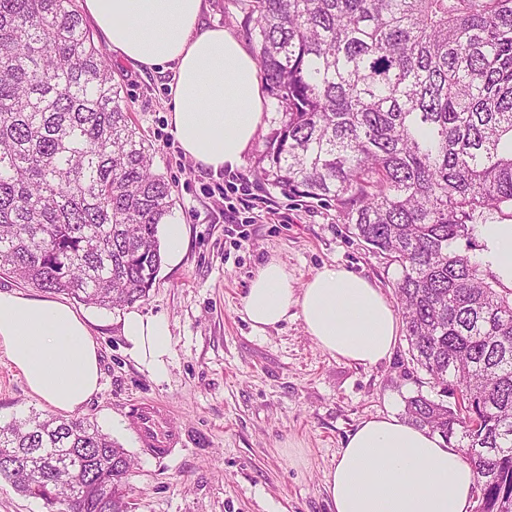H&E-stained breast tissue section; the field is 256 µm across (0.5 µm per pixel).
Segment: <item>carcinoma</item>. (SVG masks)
I'll return each mask as SVG.
<instances>
[{
  "label": "carcinoma",
  "mask_w": 512,
  "mask_h": 512,
  "mask_svg": "<svg viewBox=\"0 0 512 512\" xmlns=\"http://www.w3.org/2000/svg\"><path fill=\"white\" fill-rule=\"evenodd\" d=\"M241 4L284 115L256 168L397 265L409 352L440 396L405 416L470 464L473 512H512V289L459 248L485 212L512 219V0ZM174 205L75 0H0V275L133 305ZM132 466L91 421L0 425V478L47 505L128 512Z\"/></svg>",
  "instance_id": "obj_1"
}]
</instances>
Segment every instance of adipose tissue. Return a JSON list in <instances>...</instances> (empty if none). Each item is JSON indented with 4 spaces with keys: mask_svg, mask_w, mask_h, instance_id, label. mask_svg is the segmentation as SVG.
<instances>
[{
    "mask_svg": "<svg viewBox=\"0 0 512 512\" xmlns=\"http://www.w3.org/2000/svg\"><path fill=\"white\" fill-rule=\"evenodd\" d=\"M83 8L117 57L172 72L170 124L183 154L209 171L240 167L264 123L266 94L240 38L202 25L205 0H84ZM484 236L497 275L512 286V221L485 225ZM243 306L258 333L296 313L316 346L348 362L378 363L398 338V317L378 288L334 265L298 288L286 264L270 260ZM90 324L59 300L0 291V346L30 392L57 411L80 409L100 389ZM122 335L139 365L164 370L172 342L165 318L127 313ZM473 487V470L456 449L391 415L362 420L326 478L332 512H469Z\"/></svg>",
    "mask_w": 512,
    "mask_h": 512,
    "instance_id": "1",
    "label": "adipose tissue"
}]
</instances>
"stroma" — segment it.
Masks as SVG:
<instances>
[{"mask_svg":"<svg viewBox=\"0 0 512 512\" xmlns=\"http://www.w3.org/2000/svg\"><path fill=\"white\" fill-rule=\"evenodd\" d=\"M110 64L155 169L173 184L171 219L187 226L188 246L178 265H162L132 308L169 322L162 374L128 354L125 308L87 306L96 319L101 389L77 415L131 456V512H331L326 477L347 436L363 419L403 417L423 372L402 337L389 358L361 365L323 352L295 316L253 333L243 298L257 269L273 259L287 265L295 287L336 265L390 301L398 269L349 233L334 208L294 207L260 177L255 162L282 122L275 95L243 164L214 174L186 158L171 131V73L140 71L115 57ZM146 401L165 406L180 434L170 455L149 453L135 433L134 406ZM33 411L49 407L0 347V423Z\"/></svg>","mask_w":512,"mask_h":512,"instance_id":"35a3bbf8","label":"stroma"}]
</instances>
